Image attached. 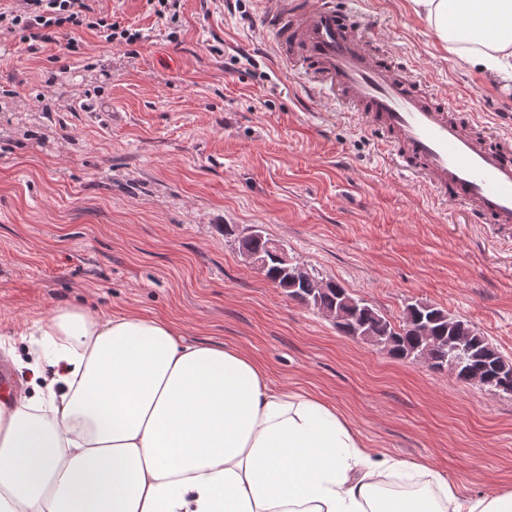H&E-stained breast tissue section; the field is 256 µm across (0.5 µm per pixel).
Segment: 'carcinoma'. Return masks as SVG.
Listing matches in <instances>:
<instances>
[{
	"label": "carcinoma",
	"mask_w": 512,
	"mask_h": 512,
	"mask_svg": "<svg viewBox=\"0 0 512 512\" xmlns=\"http://www.w3.org/2000/svg\"><path fill=\"white\" fill-rule=\"evenodd\" d=\"M273 243L274 240L259 229L241 236L238 249L243 255L252 254L264 260L265 278L288 296L321 313L344 312L345 323H338L336 327L345 335L362 336L395 358L414 360L423 354L429 367L448 368V339L457 335L460 320L448 316L439 307L415 302L406 306L402 320L395 324L364 299L353 296L338 283L323 281L312 271L299 281H293L275 259ZM496 362L512 373V363L485 336L472 330L465 366L478 367L484 376L493 380L497 377Z\"/></svg>",
	"instance_id": "1"
}]
</instances>
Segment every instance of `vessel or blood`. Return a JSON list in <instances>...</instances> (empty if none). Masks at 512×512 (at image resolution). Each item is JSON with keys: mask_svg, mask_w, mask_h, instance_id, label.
<instances>
[{"mask_svg": "<svg viewBox=\"0 0 512 512\" xmlns=\"http://www.w3.org/2000/svg\"><path fill=\"white\" fill-rule=\"evenodd\" d=\"M334 0H271L261 16L278 55L299 65L308 91L365 119L409 173L475 224L512 225V137L428 93L411 72L382 62L362 23Z\"/></svg>", "mask_w": 512, "mask_h": 512, "instance_id": "obj_1", "label": "vessel or blood"}]
</instances>
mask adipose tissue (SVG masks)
<instances>
[{
  "mask_svg": "<svg viewBox=\"0 0 512 512\" xmlns=\"http://www.w3.org/2000/svg\"><path fill=\"white\" fill-rule=\"evenodd\" d=\"M461 64L512 74V0H410ZM50 367L0 402V512H512L426 462L378 455L324 399L171 323L56 308Z\"/></svg>",
  "mask_w": 512,
  "mask_h": 512,
  "instance_id": "obj_1",
  "label": "adipose tissue"
}]
</instances>
